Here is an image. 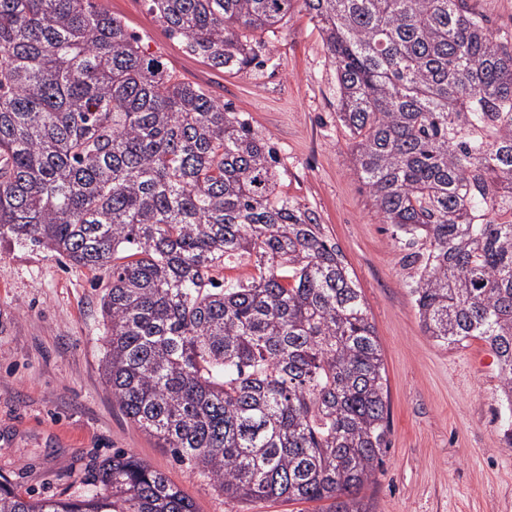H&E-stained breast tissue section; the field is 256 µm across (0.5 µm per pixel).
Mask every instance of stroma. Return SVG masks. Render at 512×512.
Masks as SVG:
<instances>
[{
    "instance_id": "35a3bbf8",
    "label": "stroma",
    "mask_w": 512,
    "mask_h": 512,
    "mask_svg": "<svg viewBox=\"0 0 512 512\" xmlns=\"http://www.w3.org/2000/svg\"><path fill=\"white\" fill-rule=\"evenodd\" d=\"M178 78L244 113L280 158L279 189L313 210L354 274L388 385L384 467L362 495L372 512H512V447L498 415L497 367L479 339L438 345L423 330L414 274L350 167L336 118V69L303 9L263 34L260 68L228 74L168 35L146 0H97ZM103 282L45 249L0 242V476L19 491L77 490L113 451L165 474L196 512H326L327 502L238 503L173 459L113 400L100 370Z\"/></svg>"
}]
</instances>
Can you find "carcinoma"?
Masks as SVG:
<instances>
[{"label": "carcinoma", "mask_w": 512, "mask_h": 512, "mask_svg": "<svg viewBox=\"0 0 512 512\" xmlns=\"http://www.w3.org/2000/svg\"><path fill=\"white\" fill-rule=\"evenodd\" d=\"M217 70L261 64L300 3L336 69L350 164L416 267L428 336L496 356L512 445V35L471 0H147ZM241 112L145 55L94 0H0V242L106 281L101 371L122 411L231 501L360 496L388 386L365 301L314 211L277 191ZM245 260L244 279L218 273ZM67 498L0 512H196L115 451Z\"/></svg>", "instance_id": "1"}]
</instances>
